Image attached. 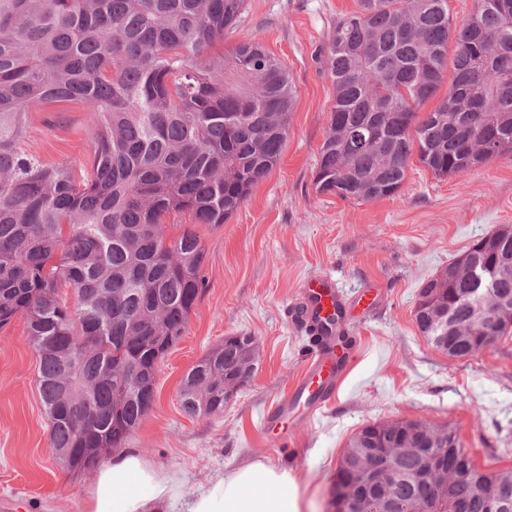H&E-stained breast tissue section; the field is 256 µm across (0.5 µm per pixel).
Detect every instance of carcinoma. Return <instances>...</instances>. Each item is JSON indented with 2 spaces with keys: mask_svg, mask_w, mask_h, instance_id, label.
<instances>
[{
  "mask_svg": "<svg viewBox=\"0 0 512 512\" xmlns=\"http://www.w3.org/2000/svg\"><path fill=\"white\" fill-rule=\"evenodd\" d=\"M246 0H0V328L26 321L52 447L90 471L125 444L150 410L121 379L155 385L151 348L173 346L204 291L205 250L166 218L218 228L280 161L295 86L257 42L224 46ZM325 66L335 89L313 185L374 200L397 194L413 159L434 175L465 174L512 155V0H477L453 23L448 0H358L336 22ZM448 84L429 112L421 107ZM77 101L92 114L90 167L24 154V117ZM487 283L457 262L438 297L457 323ZM71 287L70 306L59 290ZM227 345L184 378L183 411L224 412ZM396 470L380 491L411 512L422 462L382 448ZM512 512V469L474 461L435 512H485L489 491Z\"/></svg>",
  "mask_w": 512,
  "mask_h": 512,
  "instance_id": "carcinoma-1",
  "label": "carcinoma"
}]
</instances>
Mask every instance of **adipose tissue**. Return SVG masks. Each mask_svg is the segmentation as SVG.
<instances>
[{
  "label": "adipose tissue",
  "mask_w": 512,
  "mask_h": 512,
  "mask_svg": "<svg viewBox=\"0 0 512 512\" xmlns=\"http://www.w3.org/2000/svg\"><path fill=\"white\" fill-rule=\"evenodd\" d=\"M303 499L286 469L253 462L187 490L183 477L133 450L99 467L81 512H302Z\"/></svg>",
  "instance_id": "1"
}]
</instances>
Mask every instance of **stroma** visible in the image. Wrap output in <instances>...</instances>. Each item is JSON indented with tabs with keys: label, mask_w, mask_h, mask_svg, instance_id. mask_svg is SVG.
I'll return each mask as SVG.
<instances>
[{
	"label": "stroma",
	"mask_w": 512,
	"mask_h": 512,
	"mask_svg": "<svg viewBox=\"0 0 512 512\" xmlns=\"http://www.w3.org/2000/svg\"><path fill=\"white\" fill-rule=\"evenodd\" d=\"M357 0H247L227 44L255 40L288 70L296 89L278 165L223 226H197L206 288L183 336L162 361L152 409L127 446L181 472L188 489L261 461L291 472L314 512H327L336 468L371 422L422 419L456 429L485 472L512 469V331L454 359L436 350L414 317L423 282L442 274L473 240L512 225V157L460 176L422 165L398 194L372 201L318 194L317 152L334 85L323 60L338 18ZM92 117L81 103H53L26 116L21 148L44 164H88ZM335 279L349 302L357 349L336 398L311 421L265 434L263 414L303 374L310 338L286 308L303 284ZM230 334L252 337L258 369L216 416H190L179 391L187 372ZM27 327L0 330V512H80L93 474L56 458L37 385Z\"/></svg>",
	"instance_id": "1"
}]
</instances>
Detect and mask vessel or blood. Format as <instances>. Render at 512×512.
<instances>
[{
	"instance_id": "b4317fda",
	"label": "vessel or blood",
	"mask_w": 512,
	"mask_h": 512,
	"mask_svg": "<svg viewBox=\"0 0 512 512\" xmlns=\"http://www.w3.org/2000/svg\"><path fill=\"white\" fill-rule=\"evenodd\" d=\"M342 307L335 280L324 276L304 283L302 298L292 304L290 317L310 328L328 315L341 311ZM352 356V349L336 350L317 344L308 357L304 374L288 397L265 415L264 430L278 434L294 418L313 419L335 396Z\"/></svg>"
}]
</instances>
